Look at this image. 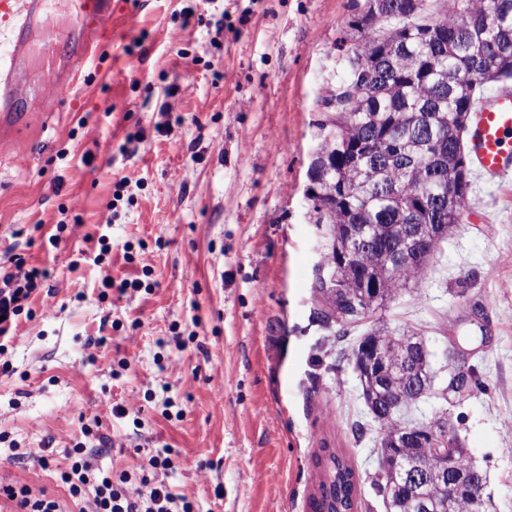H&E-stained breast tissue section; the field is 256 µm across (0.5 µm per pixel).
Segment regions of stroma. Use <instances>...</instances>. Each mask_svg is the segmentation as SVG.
<instances>
[{
	"label": "stroma",
	"mask_w": 512,
	"mask_h": 512,
	"mask_svg": "<svg viewBox=\"0 0 512 512\" xmlns=\"http://www.w3.org/2000/svg\"><path fill=\"white\" fill-rule=\"evenodd\" d=\"M113 2L76 103L41 89L0 141V263L50 273L0 372V482L87 512L93 488L74 500L59 473L95 421V467L135 485L170 448L163 480L191 512H311L326 446L356 470L355 512H386L379 425L342 359L385 326L421 336L432 367L450 349L476 369L481 390L417 415L447 418L486 476L485 512H512V180L471 174L462 223L405 290L322 328L307 169L352 0Z\"/></svg>",
	"instance_id": "stroma-1"
}]
</instances>
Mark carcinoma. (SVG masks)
I'll return each mask as SVG.
<instances>
[{"mask_svg":"<svg viewBox=\"0 0 512 512\" xmlns=\"http://www.w3.org/2000/svg\"><path fill=\"white\" fill-rule=\"evenodd\" d=\"M346 23L352 51L340 60L345 75L327 89L335 107L319 123L322 144L311 158L306 196L314 223L329 225L327 265L345 264L347 287L315 277L320 308L316 319L329 327L359 307L369 312L403 289L430 258L435 242L463 216L466 194L418 208L427 184L463 168L462 137L468 114L483 100L482 87L512 79V0H353ZM366 227L374 237L367 251L350 259L351 231ZM404 250L410 269L390 256ZM393 352L386 384L369 373L376 343ZM365 405L378 415L379 478L375 494L389 512L409 501L428 507L448 498L440 481L452 465L464 467L469 453L439 417L424 425L412 416L415 400L452 394L462 402L480 382L473 369L451 388L435 391L428 354L414 335L370 333L351 350ZM317 458L323 471L311 512H354L356 474L346 458L328 449ZM414 461L419 481L410 484L395 461Z\"/></svg>","mask_w":512,"mask_h":512,"instance_id":"carcinoma-1","label":"carcinoma"}]
</instances>
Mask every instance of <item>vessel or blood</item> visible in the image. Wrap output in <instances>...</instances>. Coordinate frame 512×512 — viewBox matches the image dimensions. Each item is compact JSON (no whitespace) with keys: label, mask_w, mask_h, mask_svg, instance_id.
<instances>
[{"label":"vessel or blood","mask_w":512,"mask_h":512,"mask_svg":"<svg viewBox=\"0 0 512 512\" xmlns=\"http://www.w3.org/2000/svg\"><path fill=\"white\" fill-rule=\"evenodd\" d=\"M53 0H0V30L11 31L5 56H0V113L16 111L36 94L19 71L29 56L39 63L41 86L56 98L69 99L89 61L112 40V0H71L68 30L51 31L32 43L27 22L48 11ZM469 156L490 180L512 176V92L498 93L481 105L468 130Z\"/></svg>","instance_id":"b4317fda"}]
</instances>
